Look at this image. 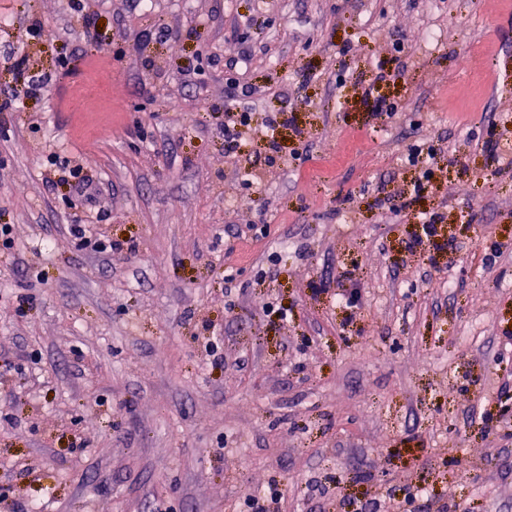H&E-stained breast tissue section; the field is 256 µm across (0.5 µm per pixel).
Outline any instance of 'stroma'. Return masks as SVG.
I'll return each mask as SVG.
<instances>
[{
    "label": "stroma",
    "mask_w": 512,
    "mask_h": 512,
    "mask_svg": "<svg viewBox=\"0 0 512 512\" xmlns=\"http://www.w3.org/2000/svg\"><path fill=\"white\" fill-rule=\"evenodd\" d=\"M79 2L0 0V512H237L273 482L279 512H512V436L481 418L512 424V0ZM237 27L254 125L296 115L274 164L224 147ZM423 211L455 240L433 266ZM408 161L412 165H421V178L418 180V191L419 192H426L433 193V190H438L439 187L435 186L432 182L433 180V167L429 164L427 159H423L422 157V149H415L412 150L411 153L408 156Z\"/></svg>",
    "instance_id": "stroma-1"
}]
</instances>
